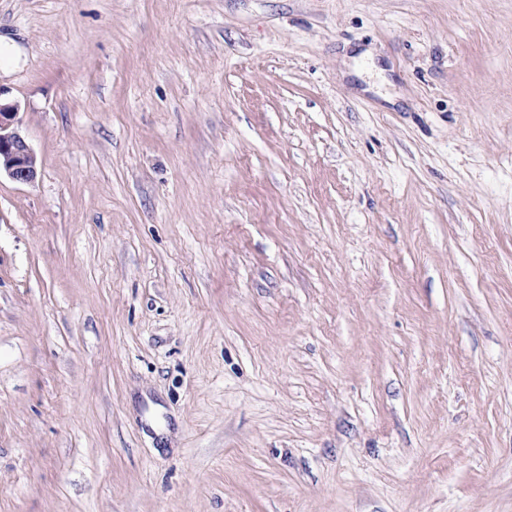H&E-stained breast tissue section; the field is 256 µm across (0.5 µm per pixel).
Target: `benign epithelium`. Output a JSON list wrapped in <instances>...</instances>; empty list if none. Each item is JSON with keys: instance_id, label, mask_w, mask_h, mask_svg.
Here are the masks:
<instances>
[{"instance_id": "obj_1", "label": "benign epithelium", "mask_w": 512, "mask_h": 512, "mask_svg": "<svg viewBox=\"0 0 512 512\" xmlns=\"http://www.w3.org/2000/svg\"><path fill=\"white\" fill-rule=\"evenodd\" d=\"M17 106L0 103V175L29 184L35 181L39 160L21 133Z\"/></svg>"}]
</instances>
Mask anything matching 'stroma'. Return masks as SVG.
<instances>
[{
    "mask_svg": "<svg viewBox=\"0 0 512 512\" xmlns=\"http://www.w3.org/2000/svg\"><path fill=\"white\" fill-rule=\"evenodd\" d=\"M0 40V512H512V0ZM17 106L0 101V178L5 174L12 181L29 184L35 181L39 160L21 133Z\"/></svg>",
    "mask_w": 512,
    "mask_h": 512,
    "instance_id": "1",
    "label": "stroma"
}]
</instances>
